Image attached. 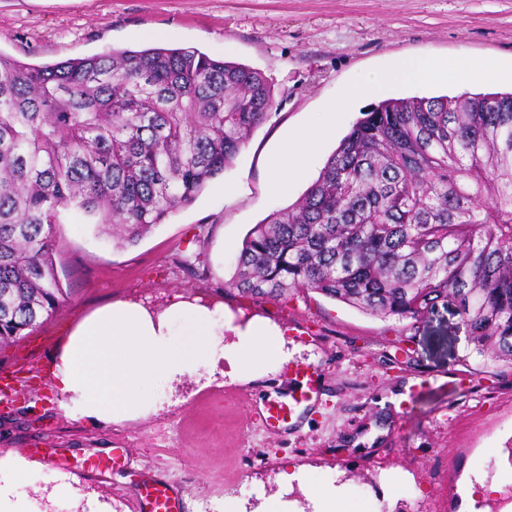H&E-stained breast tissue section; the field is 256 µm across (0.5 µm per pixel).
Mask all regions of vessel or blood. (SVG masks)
Instances as JSON below:
<instances>
[{
  "mask_svg": "<svg viewBox=\"0 0 512 512\" xmlns=\"http://www.w3.org/2000/svg\"><path fill=\"white\" fill-rule=\"evenodd\" d=\"M288 374L300 388L291 401H272L259 407H252L251 412L259 418L267 433L278 434L287 420L293 418L302 408L314 406L318 401L322 371L318 364L296 363L288 365ZM139 502L149 512H179V499L173 485L158 479L148 478L140 491Z\"/></svg>",
  "mask_w": 512,
  "mask_h": 512,
  "instance_id": "b4317fda",
  "label": "vessel or blood"
}]
</instances>
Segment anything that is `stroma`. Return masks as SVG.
I'll use <instances>...</instances> for the list:
<instances>
[{"instance_id":"1","label":"stroma","mask_w":512,"mask_h":512,"mask_svg":"<svg viewBox=\"0 0 512 512\" xmlns=\"http://www.w3.org/2000/svg\"><path fill=\"white\" fill-rule=\"evenodd\" d=\"M195 48L261 71L274 104L230 168L197 200L134 246L118 248L95 226L54 225V260L65 307L28 340L0 348V369L19 371L16 406L0 414V460L25 456L34 512H78L51 497L71 485L136 512L150 474L173 482L181 512H261L271 499L311 512L300 470L322 486H346L336 512H450L473 495L482 512H512V368L484 367L469 353L454 308L422 319H380L316 293L252 302L226 290L254 224L295 203L371 100L349 102L350 85L390 70L404 56L481 60L493 76L458 83L388 85L381 99L512 90V0H0V52L41 65L112 48ZM300 133L314 140L287 193L269 165ZM198 253L194 270L181 251ZM179 293L223 306L239 325L257 319L285 330L295 362H316L326 382L298 427L269 435L249 405L287 397L284 369L240 380L206 371L152 388L143 416L103 424L74 416L53 375L56 354L79 319L116 300L164 308ZM411 337V360L396 358V334ZM99 481L84 480L93 461Z\"/></svg>"}]
</instances>
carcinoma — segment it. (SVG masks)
I'll return each instance as SVG.
<instances>
[{
  "label": "carcinoma",
  "mask_w": 512,
  "mask_h": 512,
  "mask_svg": "<svg viewBox=\"0 0 512 512\" xmlns=\"http://www.w3.org/2000/svg\"><path fill=\"white\" fill-rule=\"evenodd\" d=\"M272 106L262 72L195 48L41 66L0 53V347L66 305L62 211L135 246L224 174ZM225 287L416 322L452 301L471 352L512 365V92L363 113L302 197L251 229Z\"/></svg>",
  "instance_id": "carcinoma-1"
}]
</instances>
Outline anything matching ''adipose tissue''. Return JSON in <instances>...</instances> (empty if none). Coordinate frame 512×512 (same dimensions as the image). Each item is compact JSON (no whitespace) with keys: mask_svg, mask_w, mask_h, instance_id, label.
I'll use <instances>...</instances> for the list:
<instances>
[{"mask_svg":"<svg viewBox=\"0 0 512 512\" xmlns=\"http://www.w3.org/2000/svg\"><path fill=\"white\" fill-rule=\"evenodd\" d=\"M481 62L462 58L438 64L405 58L388 72L348 87L349 100L371 98L383 85L434 79L454 80L462 72L480 71ZM308 148L305 135L285 144L270 168L272 188L287 192L302 172ZM234 342L218 336L216 308L198 299H181L163 310L136 300L105 305L80 321L59 352L55 382L72 395L78 413L107 423L133 420L151 407L148 385H167L208 368L210 374L232 369L247 379L263 376L269 363L289 362L287 340L280 329L253 323L232 326Z\"/></svg>","mask_w":512,"mask_h":512,"instance_id":"adipose-tissue-1","label":"adipose tissue"}]
</instances>
